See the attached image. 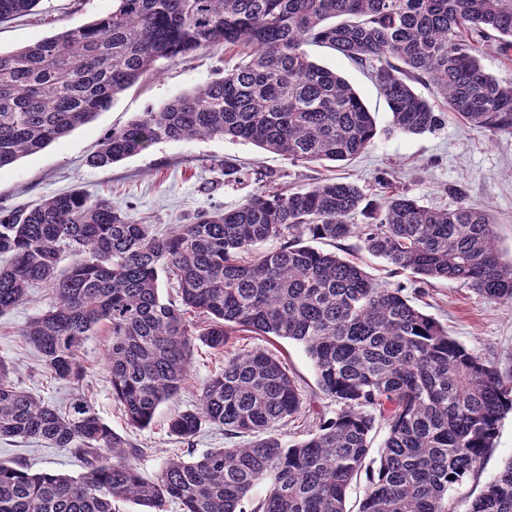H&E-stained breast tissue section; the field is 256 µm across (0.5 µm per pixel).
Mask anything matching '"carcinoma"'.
Masks as SVG:
<instances>
[{
  "label": "carcinoma",
  "instance_id": "obj_1",
  "mask_svg": "<svg viewBox=\"0 0 512 512\" xmlns=\"http://www.w3.org/2000/svg\"><path fill=\"white\" fill-rule=\"evenodd\" d=\"M39 3L0 0V23ZM476 37L512 51V0H112L106 15L0 53V168L92 121L156 62L216 44L239 49L243 62L112 129L91 165L217 136L294 163L365 152L377 133L371 112L338 72L310 59L309 46L367 70L395 132L442 124L419 84L467 122L512 134V84L484 69ZM358 214L365 222H353ZM306 233L355 236L396 274L457 281L490 302H512V261L502 260L490 214L432 209L397 191L377 202L354 183L261 190L163 233L78 188L0 208V314L23 303L30 286L51 288L55 304L22 336L45 371L75 389L86 376L84 344L107 326L112 395L132 427H147L180 394L195 341L222 352L241 333L302 344L319 391L336 403L335 416L286 443L271 429L302 412L296 381L265 349L229 357L168 429L187 443L205 426L249 442L173 456L146 478L141 450L84 396L61 412L15 384L0 362V438L72 449L84 464L74 478L1 462L0 512H121L126 501L139 512H167L171 503L181 512H244L259 485L266 493L253 512H349L348 489L364 470L358 512H450V492L480 470L512 410V374L448 336L402 284L377 283L357 263L302 244ZM273 240L278 247L261 249ZM63 247L76 256L64 267ZM162 274L176 299H161ZM379 425L386 437L373 466ZM466 512H512V458Z\"/></svg>",
  "mask_w": 512,
  "mask_h": 512
}]
</instances>
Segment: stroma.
Instances as JSON below:
<instances>
[{"instance_id":"1","label":"stroma","mask_w":512,"mask_h":512,"mask_svg":"<svg viewBox=\"0 0 512 512\" xmlns=\"http://www.w3.org/2000/svg\"><path fill=\"white\" fill-rule=\"evenodd\" d=\"M111 10L112 0H41L34 14L0 23V52L6 54L34 44ZM309 52L318 64L345 77L374 115V142L352 160L294 163L248 142L214 137L159 143L109 167L90 164L91 155L112 128L127 124L140 113L162 108L180 93L230 74L241 57L218 46L182 60L158 61L153 72L144 75L93 121L43 150L0 168V208L34 204L77 188L87 195L110 199L114 208L162 232L200 210L236 208L265 188H304L325 179L355 183L368 198L378 200L384 193L380 179L390 172L401 191L425 206L453 210L465 205L489 212L497 224L500 255L503 260H512V134L493 135L466 123L447 112L441 95L433 90L427 96L437 110L444 112V123L422 135L393 132L386 101L363 71L333 50L313 46ZM228 162L238 166L237 174L225 175ZM313 246L356 262L378 283L406 285L407 295L446 328L451 338L484 362L504 372L512 371V303L489 302L471 289L446 280H435L422 290H414L409 275H393L385 261L369 254L354 238L339 243L317 240ZM54 302L51 289L37 285L29 288L22 304L0 315V361L10 367L12 381L59 409H68L75 394L84 395L112 430L142 448L137 464L145 477H154L169 456L223 447L220 430L204 428L193 443L187 444L169 434L167 422L175 410L195 403L200 386L223 369L227 356L268 350L281 359L296 380L307 407L293 421L276 427L283 441L305 438L321 417H332L336 411L335 403L320 394L312 362L302 344L245 333L221 353L195 343L180 395L162 404L148 427L131 428L112 396L106 369L112 335L107 327H97L83 347L86 377L77 389L51 378L39 354L23 338V328ZM511 458L512 412L501 420L496 444L479 474L465 478L452 491L455 512H465ZM0 462H19L34 472L72 476L84 470L81 459L69 450L8 439H0Z\"/></svg>"}]
</instances>
